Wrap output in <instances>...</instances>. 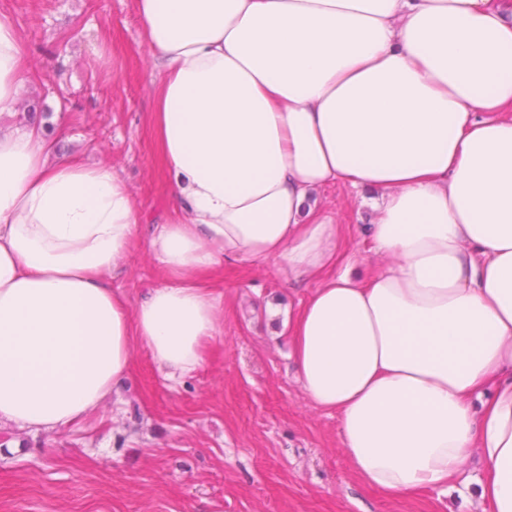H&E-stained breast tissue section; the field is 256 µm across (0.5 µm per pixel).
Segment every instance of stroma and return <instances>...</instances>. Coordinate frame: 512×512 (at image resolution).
<instances>
[{
  "label": "stroma",
  "instance_id": "stroma-1",
  "mask_svg": "<svg viewBox=\"0 0 512 512\" xmlns=\"http://www.w3.org/2000/svg\"><path fill=\"white\" fill-rule=\"evenodd\" d=\"M0 11L39 110L0 124L44 130L54 157L117 168L140 233L109 283L136 303L165 283L148 240L174 209L135 0H0ZM201 283L223 299L222 334L181 382L140 347L101 410L51 432L0 428V512H467L458 497L390 498L358 482L336 414L306 398L288 358V306L304 287H286L274 264L231 261Z\"/></svg>",
  "mask_w": 512,
  "mask_h": 512
}]
</instances>
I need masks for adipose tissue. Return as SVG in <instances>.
I'll list each match as a JSON object with an SVG mask.
<instances>
[{"mask_svg":"<svg viewBox=\"0 0 512 512\" xmlns=\"http://www.w3.org/2000/svg\"><path fill=\"white\" fill-rule=\"evenodd\" d=\"M159 74L155 144L180 219L171 279H107L140 217L108 164L0 127V425L103 407L136 346L171 379L220 335L201 276L275 262L296 380L336 413L358 481L512 512V0H135ZM27 86L0 13V116ZM375 214L344 246L332 185ZM383 264L364 273V252ZM478 475L460 480L464 464Z\"/></svg>","mask_w":512,"mask_h":512,"instance_id":"obj_1","label":"adipose tissue"}]
</instances>
